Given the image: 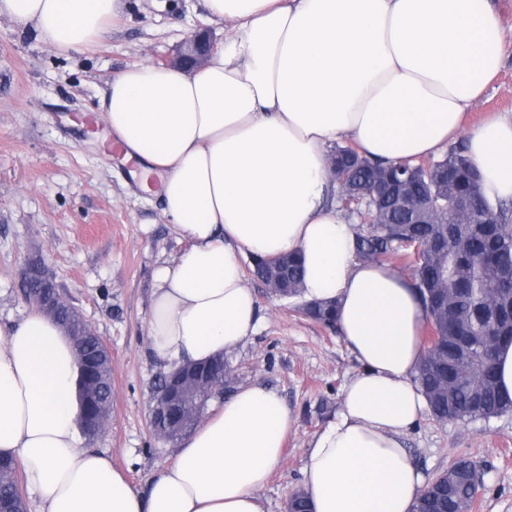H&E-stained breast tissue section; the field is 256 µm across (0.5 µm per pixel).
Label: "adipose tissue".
Instances as JSON below:
<instances>
[{
    "mask_svg": "<svg viewBox=\"0 0 512 512\" xmlns=\"http://www.w3.org/2000/svg\"><path fill=\"white\" fill-rule=\"evenodd\" d=\"M227 21L198 69L142 64L113 76L98 110L186 242L155 269L147 339L164 368L205 361L253 335L241 253L301 252L305 300L338 303L359 364L307 450L313 512H413L426 487L403 438L428 407L414 380L425 308L409 280L354 251L356 227L326 200L341 141L412 164L465 137L486 199L512 198V118L465 128L501 68L490 0H204ZM127 0H0V14L67 53L94 46ZM79 367L38 309L0 339V455L22 467L38 512H264L258 495L293 420L279 394L243 385L183 439L145 489L78 427Z\"/></svg>",
    "mask_w": 512,
    "mask_h": 512,
    "instance_id": "ef3b65f1",
    "label": "adipose tissue"
}]
</instances>
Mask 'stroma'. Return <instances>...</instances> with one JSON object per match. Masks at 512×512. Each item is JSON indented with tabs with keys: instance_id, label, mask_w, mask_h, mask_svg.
<instances>
[{
	"instance_id": "obj_1",
	"label": "stroma",
	"mask_w": 512,
	"mask_h": 512,
	"mask_svg": "<svg viewBox=\"0 0 512 512\" xmlns=\"http://www.w3.org/2000/svg\"><path fill=\"white\" fill-rule=\"evenodd\" d=\"M501 17L502 68L468 110L466 126L512 116V0H492ZM126 18L84 53L63 55L0 14V327L29 310L20 272L42 260L112 356V419L98 438L130 484L172 463L177 447L156 442L148 426L161 371L146 337L152 271L183 247L159 197L143 191L133 163L103 153L108 129L98 100L112 74L172 56L192 32L223 41L225 23H207L203 0H131ZM259 326L228 351L237 384L262 383L283 398L295 425L279 469L260 490L265 512H287L301 488L305 453L335 415L357 365L337 331L247 279ZM426 479L470 458L483 474L478 512H512V412L489 421L448 423L424 414L404 441Z\"/></svg>"
}]
</instances>
